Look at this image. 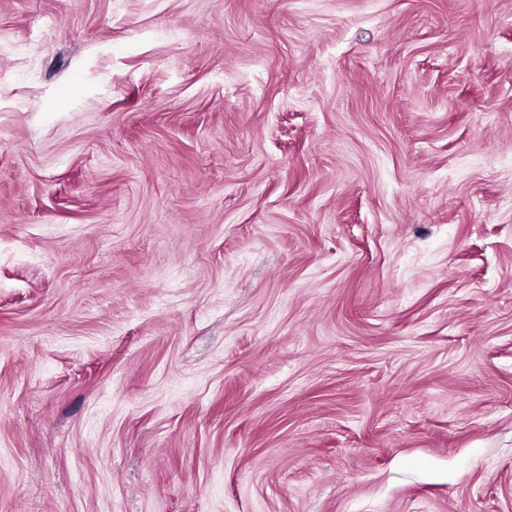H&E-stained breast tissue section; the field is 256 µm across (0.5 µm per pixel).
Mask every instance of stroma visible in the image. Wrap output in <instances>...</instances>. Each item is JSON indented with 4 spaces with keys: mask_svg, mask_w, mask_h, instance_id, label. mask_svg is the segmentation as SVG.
<instances>
[{
    "mask_svg": "<svg viewBox=\"0 0 512 512\" xmlns=\"http://www.w3.org/2000/svg\"><path fill=\"white\" fill-rule=\"evenodd\" d=\"M0 512H512V0H0Z\"/></svg>",
    "mask_w": 512,
    "mask_h": 512,
    "instance_id": "1",
    "label": "stroma"
}]
</instances>
